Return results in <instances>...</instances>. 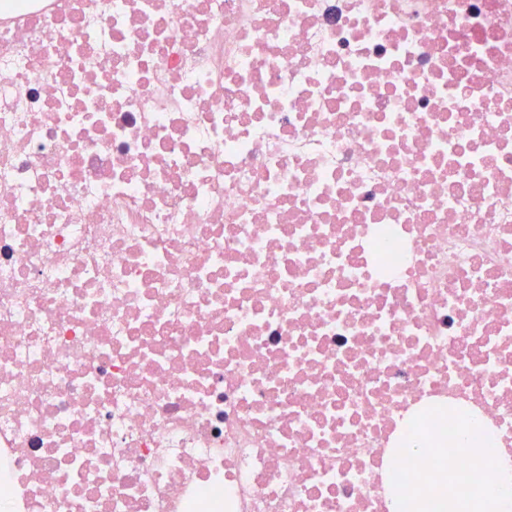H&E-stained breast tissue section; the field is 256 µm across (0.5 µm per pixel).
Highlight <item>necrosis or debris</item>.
<instances>
[{
  "label": "necrosis or debris",
  "mask_w": 512,
  "mask_h": 512,
  "mask_svg": "<svg viewBox=\"0 0 512 512\" xmlns=\"http://www.w3.org/2000/svg\"><path fill=\"white\" fill-rule=\"evenodd\" d=\"M512 458V0H0V512H396Z\"/></svg>",
  "instance_id": "obj_1"
}]
</instances>
